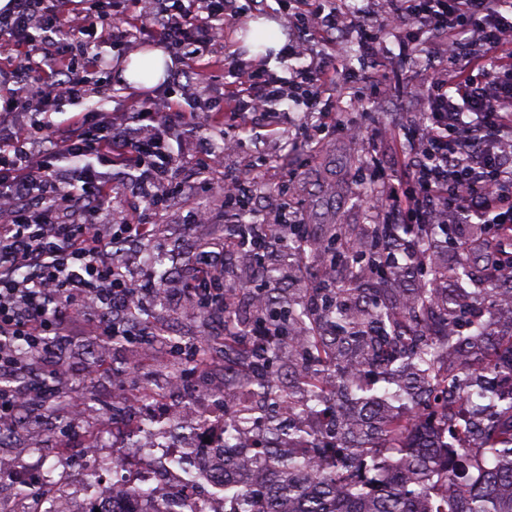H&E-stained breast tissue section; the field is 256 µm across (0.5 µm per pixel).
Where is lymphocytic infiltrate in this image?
<instances>
[{
  "label": "lymphocytic infiltrate",
  "mask_w": 512,
  "mask_h": 512,
  "mask_svg": "<svg viewBox=\"0 0 512 512\" xmlns=\"http://www.w3.org/2000/svg\"><path fill=\"white\" fill-rule=\"evenodd\" d=\"M86 2L82 12L71 0H11L0 10V56L17 58L0 72V426L15 424L29 401V354L51 356V337L86 306L96 308L98 336L141 335L125 299L160 282L129 279L122 256L152 240V217L171 199L212 190L209 175L223 156L209 126L245 115L308 140L336 126L325 86L349 76L370 84L369 71L349 75L326 55L306 54V40L324 43L354 28L364 59L426 64L420 96L428 118L404 131L401 175L371 199L385 223L512 224V0H360L350 11L338 0H276L299 32L279 52L301 62L288 78L229 49L215 55L225 21L258 0ZM381 30L387 40L378 39ZM147 38L181 63L166 94L134 93L118 111L88 108L111 54ZM213 73L224 85L218 94L206 81ZM300 108L309 122L288 126ZM50 110L61 121L48 119ZM201 112L203 124L195 121ZM190 130L197 147L188 157ZM186 165L190 183L177 178ZM129 191L143 203L137 220L103 223ZM221 191L228 224L263 193L233 172ZM222 262L203 249L187 257L179 287L197 308L223 305V289L212 285Z\"/></svg>",
  "instance_id": "obj_1"
}]
</instances>
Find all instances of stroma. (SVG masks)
<instances>
[{"instance_id":"obj_1","label":"stroma","mask_w":512,"mask_h":512,"mask_svg":"<svg viewBox=\"0 0 512 512\" xmlns=\"http://www.w3.org/2000/svg\"><path fill=\"white\" fill-rule=\"evenodd\" d=\"M374 72L380 81L372 95L375 103L368 111L353 110L351 101L363 90L361 83L345 81L327 87L339 126L328 135L319 152L295 149L288 152L286 162L261 163L264 153L279 154L283 140L279 132L241 129L228 123L225 130H214V140H227L222 168L212 173L214 181L224 179L225 172L235 171L257 178L267 194L257 202L258 208L283 205L298 210L304 223L321 241H329L333 225L345 224L355 233H364L369 225L381 223L382 218L367 205L376 188L366 179L361 167L362 157L377 153L384 165H391L395 147L392 132L396 126H413L422 121L424 109L419 88L424 81V66L412 63L402 71H394L387 59H376ZM357 123L374 133L369 142L351 140L345 131L349 123ZM209 208L214 216L210 224H188L184 217L196 206ZM155 242L137 244L124 257L126 273L139 279L140 264L149 249L162 251L167 262L156 268V275L176 277L188 255L200 246H210L223 253L227 275L244 279L249 289L241 293L248 300L252 291H262L265 300L286 301L303 288H317L344 278L345 267H332L320 259L307 260L304 267L294 266L281 251H273L272 265L277 269L275 279H267L259 264L246 252L224 244V201L202 193L188 195L172 202L167 212L154 216ZM166 301L156 304L147 301L142 318L150 337L125 338L112 343L108 352H101L98 337L89 330L90 314L74 315L68 341L58 354L56 370L67 376L71 384L54 389L40 410H24L18 415L14 437L1 445L24 454L36 463L52 464L55 457L70 453L86 437L88 426H96L104 437L112 435V378L126 374L128 391L132 396L149 393L166 375H180L184 385L193 392L216 399L224 397V382L220 374L224 365L223 352H215L210 366L200 367L192 362L195 343L202 338L216 339L224 334V314L213 308L199 315L197 308L174 286L165 289ZM80 406L86 424L56 433L54 420L65 417L70 406ZM42 439L43 447L29 448L26 437Z\"/></svg>"}]
</instances>
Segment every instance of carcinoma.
I'll return each mask as SVG.
<instances>
[{
    "instance_id": "carcinoma-1",
    "label": "carcinoma",
    "mask_w": 512,
    "mask_h": 512,
    "mask_svg": "<svg viewBox=\"0 0 512 512\" xmlns=\"http://www.w3.org/2000/svg\"><path fill=\"white\" fill-rule=\"evenodd\" d=\"M492 232L469 224L460 249L469 258L440 266L431 224H372L363 237L336 225L332 240L348 257V277L309 299L276 311L263 301L241 314L245 284L224 279V388L250 399L224 404V466L241 469L224 487L230 512H512V334L485 335L478 322L461 333V317L479 304L512 297V252ZM302 260L318 239H288ZM402 252L405 266L386 262ZM494 254L499 276L470 280L474 291L434 284L469 276L470 258ZM417 287L399 288L407 271ZM263 326L265 334L250 335ZM288 357L286 382L275 364ZM474 409L456 427L455 404ZM291 413L330 415L324 431L284 423ZM258 429L315 448L331 443V459H303L267 447L237 460L233 432Z\"/></svg>"
}]
</instances>
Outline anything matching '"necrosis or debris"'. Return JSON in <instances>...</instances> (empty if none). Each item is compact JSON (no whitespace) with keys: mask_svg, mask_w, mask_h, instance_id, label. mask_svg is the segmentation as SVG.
I'll return each instance as SVG.
<instances>
[{"mask_svg":"<svg viewBox=\"0 0 512 512\" xmlns=\"http://www.w3.org/2000/svg\"><path fill=\"white\" fill-rule=\"evenodd\" d=\"M112 427L116 447L129 449L110 482L100 479L111 458L101 452L102 436L90 430L80 453L57 456L60 470L80 465L82 483L72 491L50 483L49 493L33 512H74L76 504L100 512H224V407L211 398L185 393L182 381L169 377L165 386L133 401H121ZM136 424L126 427L127 414ZM184 462L173 468L171 459ZM32 466L0 453V505L23 512L22 489L31 482ZM147 489L134 500L132 488Z\"/></svg>","mask_w":512,"mask_h":512,"instance_id":"obj_1","label":"necrosis or debris"}]
</instances>
